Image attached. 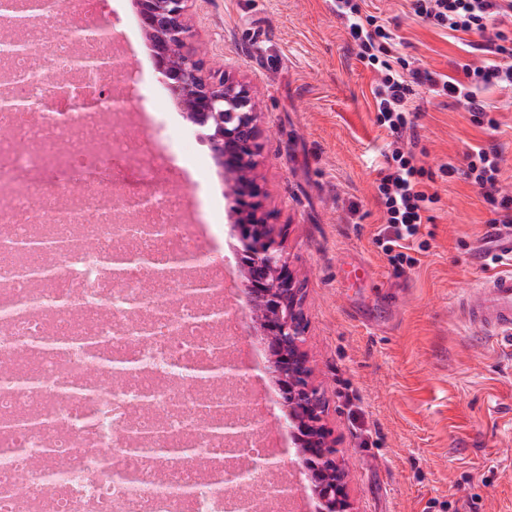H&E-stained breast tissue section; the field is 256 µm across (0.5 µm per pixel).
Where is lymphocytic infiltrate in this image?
Returning <instances> with one entry per match:
<instances>
[{
	"label": "lymphocytic infiltrate",
	"mask_w": 512,
	"mask_h": 512,
	"mask_svg": "<svg viewBox=\"0 0 512 512\" xmlns=\"http://www.w3.org/2000/svg\"><path fill=\"white\" fill-rule=\"evenodd\" d=\"M416 21L449 36H477L473 54L455 64V75L431 71L399 57L401 40L388 20L368 9V0H333L332 11L344 24L357 57L376 76L374 122L389 137L385 155L389 172L376 186L386 222L377 234L395 269L413 264L408 249L419 240L439 200L431 192L433 174L416 154L419 94L447 99L488 134H495L499 110L512 106V0H406ZM502 155L489 143L470 147L466 162L442 165L449 178L474 186L491 214V228L512 225V193L501 187Z\"/></svg>",
	"instance_id": "lymphocytic-infiltrate-1"
}]
</instances>
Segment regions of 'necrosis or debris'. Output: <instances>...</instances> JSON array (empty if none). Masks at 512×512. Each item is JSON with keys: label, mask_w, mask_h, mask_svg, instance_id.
I'll return each mask as SVG.
<instances>
[{"label": "necrosis or debris", "mask_w": 512, "mask_h": 512, "mask_svg": "<svg viewBox=\"0 0 512 512\" xmlns=\"http://www.w3.org/2000/svg\"><path fill=\"white\" fill-rule=\"evenodd\" d=\"M45 14L24 33L28 48L0 51V100L17 86L46 102L28 118L0 113V250L44 242L39 277L22 263L0 265V512H238L224 471L247 466L276 445L249 406L261 403L241 382H208L222 369L224 276L197 261L204 247L185 196L161 175L164 146L187 149L178 127L132 140L129 112L79 105L107 76L73 70L70 43L48 40ZM66 80L75 96L53 94ZM124 155L150 191L138 224H123L106 170L82 171L102 150ZM60 191L51 206L30 188L47 173ZM149 258L114 277L103 261L113 245ZM131 374L114 372L115 353ZM37 365L35 383L23 370ZM244 405L243 437L225 449L224 398ZM193 449L182 462L176 449Z\"/></svg>", "instance_id": "4bbe7bcc"}]
</instances>
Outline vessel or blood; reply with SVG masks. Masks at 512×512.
Returning <instances> with one entry per match:
<instances>
[{
	"mask_svg": "<svg viewBox=\"0 0 512 512\" xmlns=\"http://www.w3.org/2000/svg\"><path fill=\"white\" fill-rule=\"evenodd\" d=\"M469 325L485 334L512 342V272L486 274L463 300Z\"/></svg>",
	"mask_w": 512,
	"mask_h": 512,
	"instance_id": "obj_1",
	"label": "vessel or blood"
}]
</instances>
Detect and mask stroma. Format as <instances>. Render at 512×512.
<instances>
[{"label": "stroma", "mask_w": 512, "mask_h": 512, "mask_svg": "<svg viewBox=\"0 0 512 512\" xmlns=\"http://www.w3.org/2000/svg\"><path fill=\"white\" fill-rule=\"evenodd\" d=\"M403 38V54L441 73L465 57L463 42L414 21L404 0H371ZM134 0L103 11L141 81L129 109L155 125L185 127L158 81L149 40L133 27ZM189 24L208 65L252 85L262 153L256 174L265 207L304 289L303 348L326 396L325 422L346 463L357 512H512V347L464 321L461 300L491 262L484 254L489 213L477 191L439 173L463 165L468 146L495 142L502 184L512 189V112L488 135L447 102L416 100L417 149L434 170L440 200L395 270L376 241L385 222L374 185L386 172L388 141L373 123L374 74L358 60L329 0H192ZM166 100L165 111L155 109ZM173 156L169 184L190 179L191 203L211 224L215 253L232 284L243 343L255 365L268 361L260 327L241 287L238 244L228 222L225 178L207 137ZM362 264L365 279L344 281Z\"/></svg>", "instance_id": "35a3bbf8"}]
</instances>
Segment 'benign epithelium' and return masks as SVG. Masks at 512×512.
I'll use <instances>...</instances> for the list:
<instances>
[{
    "instance_id": "7a95c632",
    "label": "benign epithelium",
    "mask_w": 512,
    "mask_h": 512,
    "mask_svg": "<svg viewBox=\"0 0 512 512\" xmlns=\"http://www.w3.org/2000/svg\"><path fill=\"white\" fill-rule=\"evenodd\" d=\"M190 0H137L144 30L157 41L156 72L182 106L191 124L209 131L215 158L224 167L232 231L238 238L235 258L245 274L250 307L270 352L265 372L275 377L282 417L308 471L320 512H355L347 491V472L339 459L336 439L325 423L324 391L312 381L309 359L303 350L305 321L303 288L290 269L288 258L269 225L266 191L255 169L261 157V130L252 87L226 73L218 76L206 67L205 50L187 23ZM112 26L102 21L94 29L73 27L74 42L112 38ZM74 67H94L120 75L126 63L106 56L80 54ZM89 105L102 112L122 108V101L102 92ZM128 207L127 222L137 220L148 204L145 194L121 197Z\"/></svg>"
}]
</instances>
